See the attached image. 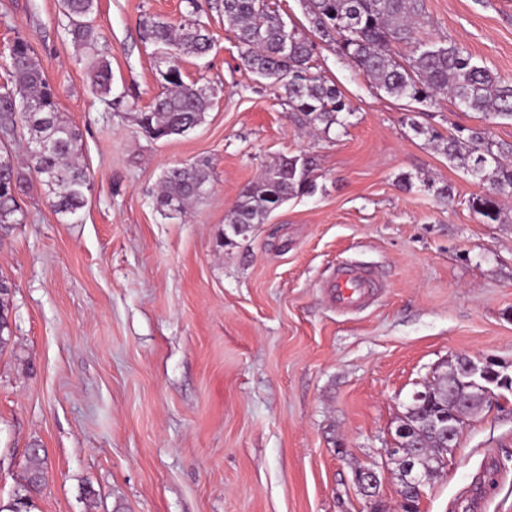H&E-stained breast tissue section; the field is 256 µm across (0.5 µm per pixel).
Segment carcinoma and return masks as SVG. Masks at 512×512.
<instances>
[{
	"instance_id": "obj_1",
	"label": "carcinoma",
	"mask_w": 512,
	"mask_h": 512,
	"mask_svg": "<svg viewBox=\"0 0 512 512\" xmlns=\"http://www.w3.org/2000/svg\"><path fill=\"white\" fill-rule=\"evenodd\" d=\"M194 20L176 27L163 20L142 23L143 38L166 57L159 71L166 92L151 108L136 113L143 133L155 140L182 135L200 125L209 108L210 90L186 83L178 61L210 51L212 38L204 23L195 19L203 11L201 0H185ZM312 27L321 40L335 45L379 90L393 97H407L434 108L448 96L464 112H478L485 120L512 121V80H504L479 64L455 43L423 41L418 28L423 0H303ZM208 7L224 13V21L243 45L242 64L254 75L279 85L293 112L310 124H343L339 115L353 112L342 92L314 72L316 45L288 31L269 0H207ZM66 31L72 41L91 50V78L96 92L112 95V70L107 51L100 46L93 24L95 0H62ZM6 82L0 86V134L19 129L28 144H45L30 150L26 166L48 187L50 206L62 218L75 216L85 205L90 189L87 168L81 163V135L64 118L54 87L44 76L28 39L16 37L9 46ZM428 141L441 146L448 162L488 185L485 192L468 199V208L485 224L503 223L502 199L512 197V163L503 158L504 147L474 128L455 127L442 136L433 128L414 125ZM24 174L15 165L0 172V230L26 222L16 198L24 192ZM211 184L205 163L175 165L164 170L158 204L165 211L186 212L203 198ZM315 190L312 162L305 156L284 157L263 170L259 181L247 185L234 206L229 224L243 232L252 224L265 223L269 213L289 198ZM12 287L0 278V352L11 340ZM471 358L459 356L450 371L429 385L431 403L417 410L405 407L397 427L398 442L411 462L432 480L443 465L444 455L457 444L448 442L440 427L453 425L457 415H470L492 404L473 373ZM45 455L29 453L26 476L15 493L9 512H29L30 494L44 477Z\"/></svg>"
}]
</instances>
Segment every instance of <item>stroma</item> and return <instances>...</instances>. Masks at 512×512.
<instances>
[{
  "label": "stroma",
  "instance_id": "obj_1",
  "mask_svg": "<svg viewBox=\"0 0 512 512\" xmlns=\"http://www.w3.org/2000/svg\"><path fill=\"white\" fill-rule=\"evenodd\" d=\"M184 13V0H97L112 93L124 98L113 109L93 91L60 0H0V51L29 39L92 179L68 220L31 180L26 223L0 238L13 301L0 504L40 448L31 512H373L358 467L375 469L384 512H396L385 450L412 394L460 355L512 376V198L507 223H483L467 206L483 184L412 125H483L512 145V123L388 96L320 40L317 71L353 113L312 128L244 68L235 33L209 10L213 49L182 63L185 82L211 91L206 119L150 139L134 115L161 92L165 63L141 23L177 25ZM420 34L512 79V0H424ZM296 155L312 160L315 192L224 245L243 188ZM186 163L208 164L210 191L186 215H165L160 176ZM445 185L453 204L435 195ZM351 259L387 287L339 312L324 284ZM419 512H512V409L469 417Z\"/></svg>",
  "mask_w": 512,
  "mask_h": 512
}]
</instances>
